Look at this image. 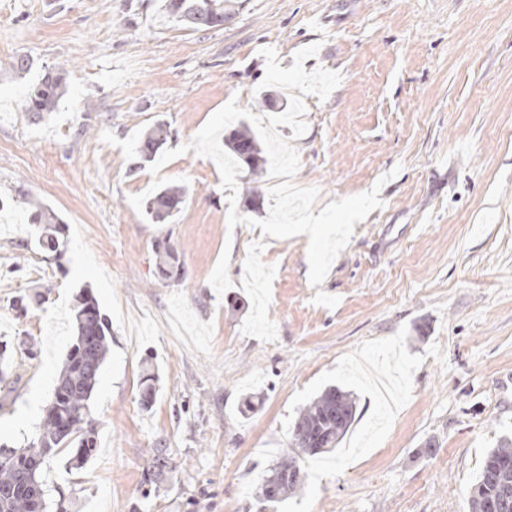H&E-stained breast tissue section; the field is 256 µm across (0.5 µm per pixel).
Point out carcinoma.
<instances>
[{"label":"carcinoma","instance_id":"obj_1","mask_svg":"<svg viewBox=\"0 0 512 512\" xmlns=\"http://www.w3.org/2000/svg\"><path fill=\"white\" fill-rule=\"evenodd\" d=\"M164 10L188 27L214 29L224 26V18L231 16L224 8V0H165ZM66 93L65 70H47L34 82L25 99L24 111L41 117L55 111ZM171 138L170 127L159 122L142 137L138 157L141 162L155 158ZM228 150L250 169L261 176L267 164L258 137L245 125H239L224 138ZM185 192L180 186H167L157 192L146 204L147 213L156 223H163L180 210ZM33 224L44 225L38 237L40 248L57 257L61 254L57 233L62 220L56 213L41 205L34 206L30 217ZM164 258L159 262V276L165 280L183 279L177 251L163 246ZM76 341L68 352L59 374L53 399L40 424L37 437L22 449L0 445V512H31L30 503L36 498L47 500L41 481V469H36L35 480L24 481L26 468L44 465L50 457L62 456L66 470L79 472L96 453L97 438L90 400L97 377L109 351L112 327L109 318L89 295L79 297L75 313ZM155 374L145 368L141 380V403L148 405L155 395ZM356 404L351 394L333 387L305 405L299 412L293 429L297 448L308 454L330 453L337 448L355 420ZM67 417L74 429L63 433L58 419ZM168 449L156 448L153 465L144 480L154 484L168 467ZM512 441L490 449L483 460L471 496V512H486V499L496 491L494 475L512 481ZM304 490V480L293 456L276 462L261 478L255 495L264 503L277 504L288 495Z\"/></svg>","mask_w":512,"mask_h":512}]
</instances>
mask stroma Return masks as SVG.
Listing matches in <instances>:
<instances>
[{"instance_id":"stroma-1","label":"stroma","mask_w":512,"mask_h":512,"mask_svg":"<svg viewBox=\"0 0 512 512\" xmlns=\"http://www.w3.org/2000/svg\"><path fill=\"white\" fill-rule=\"evenodd\" d=\"M223 28L195 30L161 0H0V341L36 354L0 410V443L39 431L89 293L112 323L92 399L97 450L67 473L43 466L50 502L71 512H471L485 453L512 441V0H229ZM340 73L308 94L292 138L299 187L316 208L380 187L322 285L308 238H266L269 174L237 177L188 152L159 176L185 178L165 223L130 205L155 178L135 150L153 123L189 143L228 101L269 115L262 49L282 68ZM28 56L25 77L2 69ZM65 68L55 112H25L44 70ZM258 209H251V199ZM63 220L53 260L32 202ZM243 220L229 225L230 208ZM276 265L274 342L246 336L248 248ZM175 247L182 281L159 279L156 242ZM39 295L27 311L20 295ZM158 374L139 404L140 366ZM355 421L333 453L297 454L299 410L330 387ZM169 451L154 487L153 451ZM297 455L305 488L276 508L255 485Z\"/></svg>"}]
</instances>
